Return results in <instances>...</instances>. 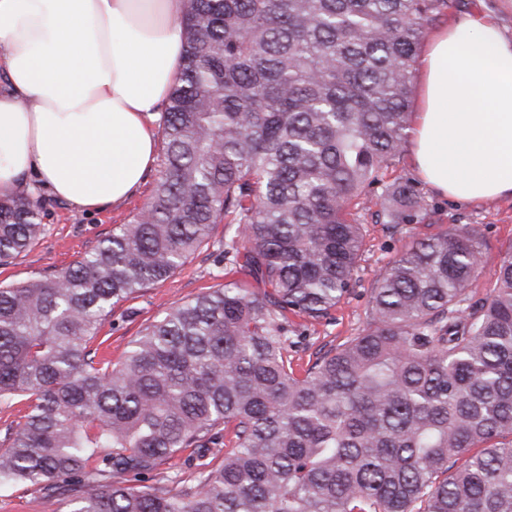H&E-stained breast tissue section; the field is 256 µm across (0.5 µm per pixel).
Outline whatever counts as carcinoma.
I'll list each match as a JSON object with an SVG mask.
<instances>
[{"instance_id":"cac0c4a2","label":"carcinoma","mask_w":512,"mask_h":512,"mask_svg":"<svg viewBox=\"0 0 512 512\" xmlns=\"http://www.w3.org/2000/svg\"><path fill=\"white\" fill-rule=\"evenodd\" d=\"M448 6L183 0L150 201L59 275L0 285V400L29 408L0 488L63 490L70 512H512V240L475 300L484 236L426 223L418 186L389 185L377 219L426 232L375 279L361 334L302 376L288 359L290 317L350 292L351 209L401 153L424 27ZM220 222L233 279L122 361L98 355L112 309ZM43 232L27 190L0 198L1 264Z\"/></svg>"}]
</instances>
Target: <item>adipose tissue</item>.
I'll list each match as a JSON object with an SVG mask.
<instances>
[{"label":"adipose tissue","mask_w":512,"mask_h":512,"mask_svg":"<svg viewBox=\"0 0 512 512\" xmlns=\"http://www.w3.org/2000/svg\"><path fill=\"white\" fill-rule=\"evenodd\" d=\"M182 0H0V197L80 211L129 198L183 53ZM411 117L422 181L459 203L512 197V39L485 15L434 35Z\"/></svg>","instance_id":"1"}]
</instances>
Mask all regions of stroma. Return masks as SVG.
Here are the masks:
<instances>
[{"label": "stroma", "instance_id": "35a3bbf8", "mask_svg": "<svg viewBox=\"0 0 512 512\" xmlns=\"http://www.w3.org/2000/svg\"><path fill=\"white\" fill-rule=\"evenodd\" d=\"M464 13L492 15L502 33L512 38V0H451L440 22L427 25V33H434L438 26L455 22ZM156 180V170H149L143 184L126 202L108 205L92 213L77 211L66 202L39 193L38 198L43 204L44 233L29 251L10 264L0 266V284L50 277L65 269L112 229L129 223L148 202ZM423 194L433 223L475 225L489 241L491 249L472 285L475 298H483L495 279V248L512 240V198L465 206L455 204L428 188ZM361 221L365 250L355 275L354 289L331 310L327 318L299 328L294 344L288 350L296 373H304L319 354L362 332L370 318V289L375 278L412 244L417 234L416 229L409 225L396 232L387 230L377 223L371 210L363 211ZM223 245L224 228L219 225L208 247L192 254L169 278L113 308L111 318L100 332L105 340L104 348L113 362H120L131 341L166 309L223 286L224 265L217 256ZM68 508L69 499L61 494L49 498L44 491L26 485L0 489V512H67Z\"/></svg>", "mask_w": 512, "mask_h": 512}]
</instances>
